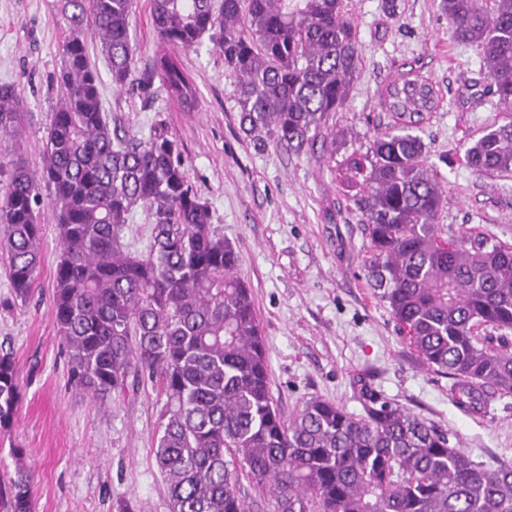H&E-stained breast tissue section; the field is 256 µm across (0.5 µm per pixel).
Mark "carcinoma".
Wrapping results in <instances>:
<instances>
[{
    "instance_id": "cac0c4a2",
    "label": "carcinoma",
    "mask_w": 512,
    "mask_h": 512,
    "mask_svg": "<svg viewBox=\"0 0 512 512\" xmlns=\"http://www.w3.org/2000/svg\"><path fill=\"white\" fill-rule=\"evenodd\" d=\"M456 40L480 48L489 96L508 113L465 150L479 172H512V0H439ZM132 0H57L60 96L41 173L22 158L0 184V252L15 299L40 272V206L48 191L59 230L53 314L71 379L105 397L157 384L166 397L155 457L171 512H248L244 472L273 512H512V466L474 461L425 419L361 385L363 414L311 399L284 421L270 392L267 347L239 255L215 231L179 143L162 127L113 131L85 32L120 89L131 75ZM158 43L153 78L183 109L197 89L178 49L205 34L238 79L239 128L254 146L297 153L325 136L359 69L343 0H151ZM397 122L345 164L346 187L370 240L366 276L424 368L449 376L448 396L479 413L512 394V246L476 235L450 242L435 224L443 192L416 134L437 107L433 84L410 72L389 81ZM24 117L12 84H0V142ZM150 224L142 250L124 230L137 212ZM22 400L12 354L0 353V430ZM10 512H34L29 475L8 484Z\"/></svg>"
}]
</instances>
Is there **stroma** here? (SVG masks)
Wrapping results in <instances>:
<instances>
[{"label":"stroma","instance_id":"obj_1","mask_svg":"<svg viewBox=\"0 0 512 512\" xmlns=\"http://www.w3.org/2000/svg\"><path fill=\"white\" fill-rule=\"evenodd\" d=\"M344 0L357 33L359 69L326 137L298 155L254 148L238 126L237 79L212 40L181 51L198 103L187 112L160 83L142 88L157 49L150 0H133L131 36L138 47L133 80L112 85L104 60V110L129 133L164 127L182 145L190 179L212 212L215 230L239 253L238 273L251 287L270 368V392L284 419L320 398L361 414V384L447 433L474 461L512 465V395L467 414L448 397L447 377L422 367L390 311L364 276L369 239L355 197L339 174L352 153L366 152L395 118L382 96L387 83L415 71L438 91L419 134L426 163L444 191L438 233L452 240L481 234L512 246V173H479L466 148L503 119L485 90L490 82L477 47L455 40L438 0ZM55 0H0V83L22 94L16 141L0 144V181L22 157L40 169L58 98L61 31ZM42 263L29 301L14 298L0 257V348L11 352L22 401L0 432V477L23 457L33 474L35 512H170L154 448L166 398L151 387L87 397L69 380L67 347L53 318L60 246L49 204L41 206Z\"/></svg>","mask_w":512,"mask_h":512}]
</instances>
